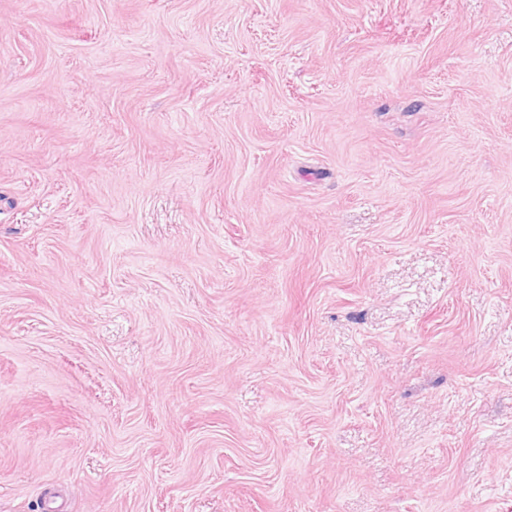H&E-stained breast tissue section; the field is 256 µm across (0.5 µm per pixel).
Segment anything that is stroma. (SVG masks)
Here are the masks:
<instances>
[{
  "label": "stroma",
  "instance_id": "1",
  "mask_svg": "<svg viewBox=\"0 0 512 512\" xmlns=\"http://www.w3.org/2000/svg\"><path fill=\"white\" fill-rule=\"evenodd\" d=\"M512 512V0H0V512Z\"/></svg>",
  "mask_w": 512,
  "mask_h": 512
}]
</instances>
